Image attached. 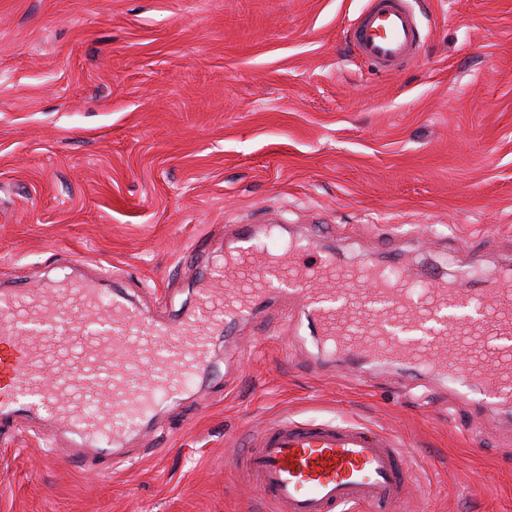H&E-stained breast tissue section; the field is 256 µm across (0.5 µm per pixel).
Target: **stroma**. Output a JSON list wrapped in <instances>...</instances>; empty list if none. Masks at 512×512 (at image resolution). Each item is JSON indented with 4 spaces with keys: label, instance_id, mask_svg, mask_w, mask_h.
Listing matches in <instances>:
<instances>
[{
    "label": "stroma",
    "instance_id": "stroma-1",
    "mask_svg": "<svg viewBox=\"0 0 512 512\" xmlns=\"http://www.w3.org/2000/svg\"><path fill=\"white\" fill-rule=\"evenodd\" d=\"M417 2L420 57L382 74L343 41L364 0H0V286L98 276L169 321L244 223L349 265L495 279L512 266V0ZM290 311L216 338L109 477L14 415L0 512H263L234 455L283 416L399 438L404 512H512V403L475 410L396 364L356 380L312 339L286 355Z\"/></svg>",
    "mask_w": 512,
    "mask_h": 512
}]
</instances>
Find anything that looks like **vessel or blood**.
<instances>
[{
	"label": "vessel or blood",
	"instance_id": "obj_1",
	"mask_svg": "<svg viewBox=\"0 0 512 512\" xmlns=\"http://www.w3.org/2000/svg\"><path fill=\"white\" fill-rule=\"evenodd\" d=\"M347 38L390 73L418 60L424 35L411 0H365ZM274 237L236 225L231 259L211 270L223 291L202 293L174 323L147 319L123 292L103 296L93 280L1 289L0 421L45 416L70 431L71 463L89 448L108 475L113 445L208 371L214 335L232 336L284 297L298 302L296 335L317 337L349 370L372 358L477 387L494 405L512 400L511 268L477 295L432 270L414 292L371 261L308 264L306 243L275 248ZM235 464L272 512H401L410 490L395 436L337 420L280 419Z\"/></svg>",
	"mask_w": 512,
	"mask_h": 512
}]
</instances>
